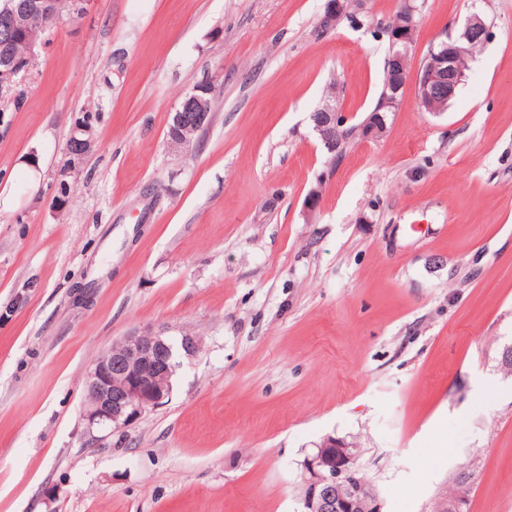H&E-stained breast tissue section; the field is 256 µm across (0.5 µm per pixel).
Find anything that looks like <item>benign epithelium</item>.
Masks as SVG:
<instances>
[{
    "label": "benign epithelium",
    "instance_id": "obj_1",
    "mask_svg": "<svg viewBox=\"0 0 512 512\" xmlns=\"http://www.w3.org/2000/svg\"><path fill=\"white\" fill-rule=\"evenodd\" d=\"M347 0H329L322 18L325 28L334 27L346 14ZM416 6L403 0L396 23L387 28L392 56V81L378 103L373 119L362 128L359 138L377 140L387 129L385 114L396 110L407 83L403 66L410 46L409 31L417 26ZM40 18L57 25L55 0H3L0 5V95L14 91L17 79L26 72L36 51L45 45L43 37L33 29L32 22ZM483 19L470 16L460 34L432 46L423 62L414 87L419 105L433 115L446 111L464 78L459 59L466 47L486 38ZM21 38L28 45L25 62L17 60L13 43ZM212 93L206 83L198 85L172 115V124L182 130L200 131L210 119L208 101ZM314 131L335 163L341 156L348 117L327 102L311 114ZM93 126L76 125L71 136L72 155L81 159L94 145ZM174 346L161 332L144 331L132 334L112 344L97 358L85 380L84 418L88 429L110 427L123 429L136 422L144 413L166 403L172 391L171 359ZM360 450L344 439L325 437L316 450L304 460L305 480L302 496L303 512H381L382 506L373 484L359 478L357 460ZM466 481L440 502L437 512H459L466 498Z\"/></svg>",
    "mask_w": 512,
    "mask_h": 512
}]
</instances>
